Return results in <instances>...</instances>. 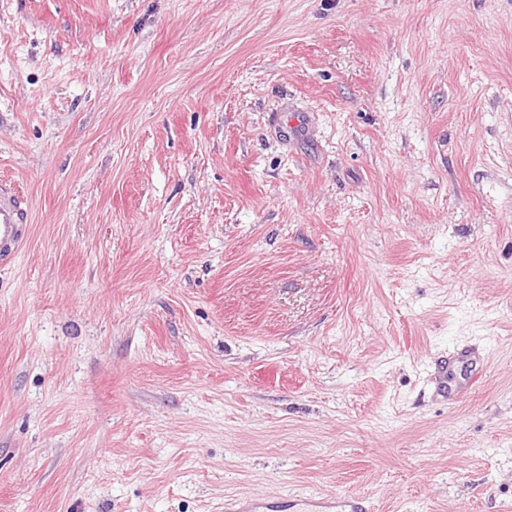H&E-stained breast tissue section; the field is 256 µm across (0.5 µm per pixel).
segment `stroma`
<instances>
[{
    "mask_svg": "<svg viewBox=\"0 0 512 512\" xmlns=\"http://www.w3.org/2000/svg\"><path fill=\"white\" fill-rule=\"evenodd\" d=\"M1 179L0 512H512V0H0ZM31 212L26 197L0 183V270L15 264L30 234ZM486 359L485 352L471 347H462L448 357H439L433 361V377L435 390L448 401L462 398L471 389L469 378L463 371L472 372L483 366ZM299 506L306 508L298 510ZM225 512H372L368 498L362 495L323 498L299 494L275 498H240L224 502Z\"/></svg>",
    "mask_w": 512,
    "mask_h": 512,
    "instance_id": "1",
    "label": "stroma"
}]
</instances>
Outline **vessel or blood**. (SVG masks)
Returning a JSON list of instances; mask_svg holds the SVG:
<instances>
[{
	"label": "vessel or blood",
	"instance_id": "vessel-or-blood-1",
	"mask_svg": "<svg viewBox=\"0 0 512 512\" xmlns=\"http://www.w3.org/2000/svg\"><path fill=\"white\" fill-rule=\"evenodd\" d=\"M31 212L26 197L14 187L0 183V270L15 264L30 234ZM486 355L471 347L460 348L433 362L435 390L455 401L470 389L468 371L483 366ZM224 512H372L362 495L323 498L299 494L286 498H240L224 505Z\"/></svg>",
	"mask_w": 512,
	"mask_h": 512
}]
</instances>
